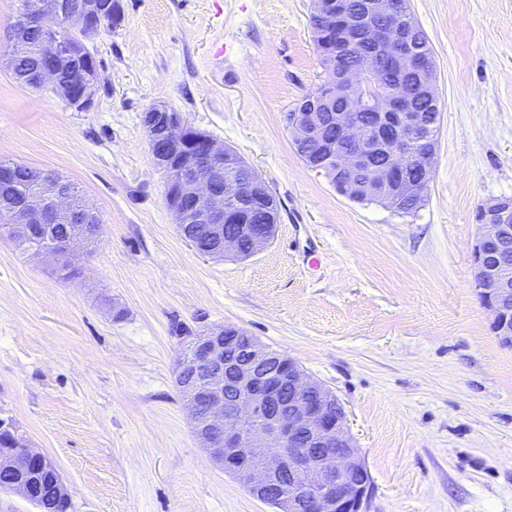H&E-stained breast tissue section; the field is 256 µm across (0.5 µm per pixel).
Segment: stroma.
I'll list each match as a JSON object with an SVG mask.
<instances>
[{"label": "stroma", "mask_w": 512, "mask_h": 512, "mask_svg": "<svg viewBox=\"0 0 512 512\" xmlns=\"http://www.w3.org/2000/svg\"><path fill=\"white\" fill-rule=\"evenodd\" d=\"M121 4L88 44L87 111L0 69V160L60 175L102 219L68 279L0 236V417L55 463L72 512H275L201 447L176 385L178 327L225 324L336 396L371 476L365 512H512V348L470 266L478 206L512 197V0H410L441 109L410 215L349 199L295 150L287 115L324 77L312 0ZM157 100L278 198L254 256L180 236L143 126Z\"/></svg>", "instance_id": "stroma-1"}]
</instances>
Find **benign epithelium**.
<instances>
[{
    "label": "benign epithelium",
    "mask_w": 512,
    "mask_h": 512,
    "mask_svg": "<svg viewBox=\"0 0 512 512\" xmlns=\"http://www.w3.org/2000/svg\"><path fill=\"white\" fill-rule=\"evenodd\" d=\"M377 13L390 20L398 16L397 0H372ZM313 14L329 18L326 35L331 44L325 53L334 55L336 18L342 16L337 0H313ZM121 19L115 0H86L72 8L67 0H37L29 16L16 21L26 32L12 36L0 64L14 69L17 59L31 54V33H40L46 63L34 84L53 88L63 99L70 87L59 79L63 67L74 61L78 45ZM60 21L78 36L76 43L54 39L53 23ZM375 53L365 55L360 65L332 73L305 99L306 106L288 114L292 139L299 143L319 142L323 157L306 164L327 177L337 170L342 187L351 195L375 194L388 199L397 196L420 199L431 181L437 141L426 140L417 156L419 177L409 179L404 168L409 158L408 138L425 126L419 112H386L380 108L381 77L375 55L403 45L406 35L394 26L390 39H377ZM99 69L79 84L78 102L89 109L98 90ZM356 91L370 113V135L362 132L356 112H333L328 126L335 136L324 138L319 107ZM143 124L156 163L167 174V205L174 223L205 224L211 235L223 240L219 257H249L272 239L275 225L255 228L242 221L240 204H261L270 213L278 201L256 171L237 160L235 152L216 142L209 134L190 126L182 113L164 101L144 113ZM390 159L375 178H364L374 168L377 152ZM14 167L0 166V188L17 191L8 207L14 231L27 234L30 227L44 231L33 252L58 260L76 246L94 237L99 214L84 198L60 188V181L36 170L29 171L25 184L12 182ZM478 233L471 251L472 278L481 306L492 316L496 334L512 343V275L501 264L489 261L486 247L512 244V198H493L477 209ZM66 224L69 236L54 239L53 228ZM248 240V248L241 242ZM190 363L203 374L194 382H178L191 414L195 434L211 457L224 467L252 496L270 499L276 512H363L369 491V472L346 426L343 407L319 382L311 379L299 363L248 335L234 325L207 329L191 338ZM21 447L18 452L15 447ZM0 448V486L28 499L34 486L43 483L46 472L55 469L44 454L24 440Z\"/></svg>",
    "instance_id": "7a95c632"
}]
</instances>
